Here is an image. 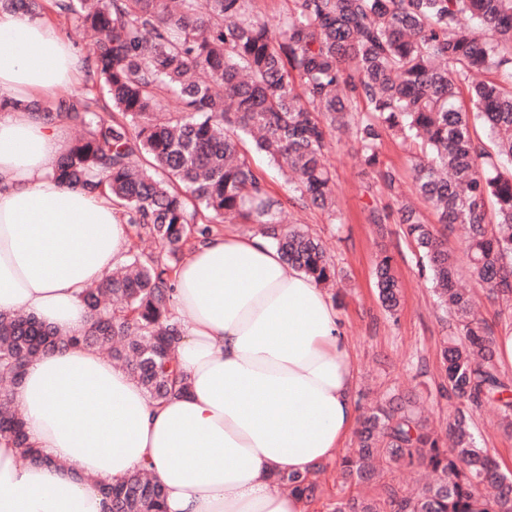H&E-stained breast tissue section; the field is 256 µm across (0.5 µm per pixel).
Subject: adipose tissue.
<instances>
[{
	"label": "adipose tissue",
	"mask_w": 512,
	"mask_h": 512,
	"mask_svg": "<svg viewBox=\"0 0 512 512\" xmlns=\"http://www.w3.org/2000/svg\"><path fill=\"white\" fill-rule=\"evenodd\" d=\"M85 70L51 21L0 9V312L83 330L86 290L121 264L111 196L62 185L69 124L29 109ZM186 391L149 399L126 369L72 346L34 360L15 394L46 458L0 441V512H108L98 486L146 468L167 512H306L276 475L337 457L357 422V369L330 294L258 233H215L172 274Z\"/></svg>",
	"instance_id": "1"
}]
</instances>
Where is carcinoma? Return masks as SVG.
<instances>
[{"label":"carcinoma","instance_id":"cac0c4a2","mask_svg":"<svg viewBox=\"0 0 512 512\" xmlns=\"http://www.w3.org/2000/svg\"><path fill=\"white\" fill-rule=\"evenodd\" d=\"M252 2L207 0L203 15L198 0H51L56 13L104 35L88 47L89 80L112 106L104 116L86 100L31 104L82 129L57 177L108 191L156 251L129 249L121 266L88 288L91 319L78 334L33 314H0V440L19 449L21 463L41 462L14 391L32 360L71 345L108 352L155 402L184 391L177 361L184 330L169 279L186 243L212 232L194 223L200 211L257 225L289 266L325 288L342 287L345 276L322 240L284 224V202L267 195L243 146L286 162L292 206L334 217L331 134L350 133L364 164L397 197L399 175L380 160L392 136L415 149L416 191L436 217L429 223L411 202L398 209L421 275L452 320L442 358L457 407L444 435L409 397L389 394L364 412L356 446L336 471L343 485L376 493L339 496L329 509L512 512V475L473 429V414L486 406L512 421V383L492 330L476 316L473 290L461 284L465 265L489 298L512 305V87L472 80L484 71L512 80V0H288L275 25ZM0 6L31 16L43 9L40 0ZM457 224L464 235L452 249L446 230ZM374 280L382 308L395 315L401 290L392 255L377 258ZM400 469H425L431 479L408 492L388 479ZM323 473L322 465L283 473L278 484L308 502ZM101 491L109 512H164V491L146 468Z\"/></svg>","mask_w":512,"mask_h":512}]
</instances>
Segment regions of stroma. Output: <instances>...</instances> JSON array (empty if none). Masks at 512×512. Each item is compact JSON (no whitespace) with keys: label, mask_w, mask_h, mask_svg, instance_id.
<instances>
[{"label":"stroma","mask_w":512,"mask_h":512,"mask_svg":"<svg viewBox=\"0 0 512 512\" xmlns=\"http://www.w3.org/2000/svg\"><path fill=\"white\" fill-rule=\"evenodd\" d=\"M336 180V217L318 209L287 208L285 223L306 225L321 236L347 286L334 304L358 368L357 393L399 390L416 395L435 425L446 427L454 412L444 389L442 341L449 333L448 318L433 298L431 286L419 273L414 246L402 225L387 224L378 232L370 224L371 208L396 211L397 203L381 188L374 173L362 165L352 140L334 141L328 154ZM388 252L402 289L396 316L381 307L373 279L377 256ZM486 448L505 473L512 474V430L499 428L494 408L473 417Z\"/></svg>","instance_id":"stroma-1"}]
</instances>
